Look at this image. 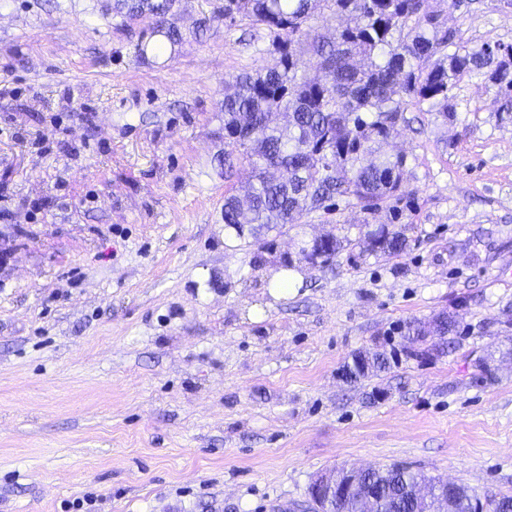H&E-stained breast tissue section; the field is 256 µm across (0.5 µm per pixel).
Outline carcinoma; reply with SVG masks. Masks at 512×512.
<instances>
[{"instance_id": "1", "label": "carcinoma", "mask_w": 512, "mask_h": 512, "mask_svg": "<svg viewBox=\"0 0 512 512\" xmlns=\"http://www.w3.org/2000/svg\"><path fill=\"white\" fill-rule=\"evenodd\" d=\"M174 0H114L113 13L127 18L145 10L160 17ZM331 3L336 15H348L353 25L320 35L306 52L316 60L312 77L300 72L294 58L303 27ZM240 15L264 25L279 39L278 60L257 74H241L224 85V178L235 163L248 165L255 182L245 200L229 188L224 192V229L237 239L257 237L270 226L296 224L304 213L326 207L336 198L376 207L402 188L405 156L380 151L402 121L410 102L427 103L443 119L454 117L450 91L465 74L487 70L498 92L508 96L502 111L512 112V53L493 55L502 45L468 47L455 42L437 17L423 9L422 0H224V18ZM455 47L448 52V47ZM274 112L283 123L271 124ZM369 251L399 253L408 240L385 226L365 234ZM337 239L310 240L299 256L327 266L339 253ZM451 318L438 317L409 328L414 336H444L454 331ZM386 368L380 353L357 356L346 375L357 379ZM376 512H424L414 496L424 482L431 490L446 485L439 476L409 466L390 464L364 474ZM499 512L512 496L485 493L459 484L448 492L449 512ZM334 512H359L353 495H336Z\"/></svg>"}]
</instances>
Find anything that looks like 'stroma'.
<instances>
[{"label":"stroma","instance_id":"1","mask_svg":"<svg viewBox=\"0 0 512 512\" xmlns=\"http://www.w3.org/2000/svg\"><path fill=\"white\" fill-rule=\"evenodd\" d=\"M512 45V0H429ZM176 0L181 41L112 0H0V512H289L320 473L394 462L512 495V114L485 72L453 121L408 107L405 189L224 230V84L273 32ZM407 250L369 252L379 225ZM332 234V266L280 258ZM451 316L453 345L408 329ZM386 370L341 377L359 353Z\"/></svg>","mask_w":512,"mask_h":512}]
</instances>
